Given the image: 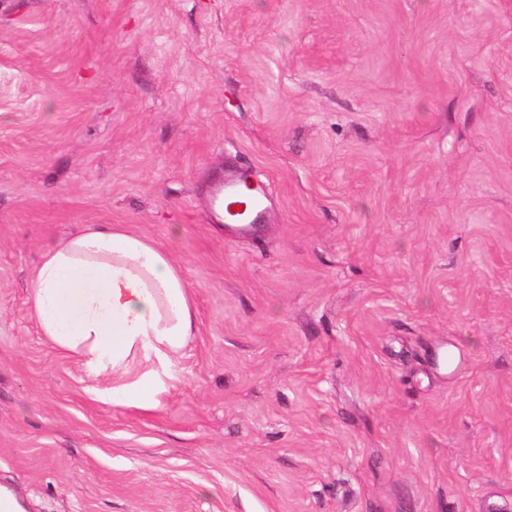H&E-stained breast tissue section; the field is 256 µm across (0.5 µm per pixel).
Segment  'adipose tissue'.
Instances as JSON below:
<instances>
[{"label": "adipose tissue", "mask_w": 512, "mask_h": 512, "mask_svg": "<svg viewBox=\"0 0 512 512\" xmlns=\"http://www.w3.org/2000/svg\"><path fill=\"white\" fill-rule=\"evenodd\" d=\"M31 303L44 336L112 384L104 402L152 409L162 375L196 329L170 255L118 224L83 227L43 252Z\"/></svg>", "instance_id": "ef3b65f1"}]
</instances>
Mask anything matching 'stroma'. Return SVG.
<instances>
[{
  "label": "stroma",
  "instance_id": "stroma-1",
  "mask_svg": "<svg viewBox=\"0 0 512 512\" xmlns=\"http://www.w3.org/2000/svg\"><path fill=\"white\" fill-rule=\"evenodd\" d=\"M267 187L251 235L224 172ZM119 224L197 329L158 405L42 336ZM20 512H512V0H0V487ZM246 186L251 192L250 202L238 199L240 186ZM240 205L242 210L247 207V212L239 215L241 211L233 210V206ZM214 206L219 211L224 210V221L226 224H237L235 227L245 232L252 224L260 222L265 209V188L261 184H250L247 180L239 178H224L223 186L214 197Z\"/></svg>",
  "mask_w": 512,
  "mask_h": 512
}]
</instances>
